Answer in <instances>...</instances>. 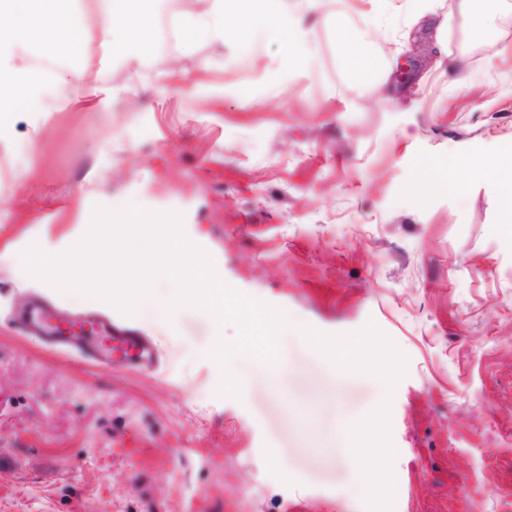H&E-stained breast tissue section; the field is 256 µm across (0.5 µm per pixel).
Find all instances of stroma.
I'll return each instance as SVG.
<instances>
[{"label": "stroma", "instance_id": "stroma-1", "mask_svg": "<svg viewBox=\"0 0 512 512\" xmlns=\"http://www.w3.org/2000/svg\"><path fill=\"white\" fill-rule=\"evenodd\" d=\"M144 7L166 25L152 57L102 65L94 47L87 82L0 120V512H512V234L498 177L459 189L451 167L512 154V0H467L459 40L436 33L441 0H409L423 20L370 44L399 65L367 90L340 34L379 0L310 12L292 76L263 34L176 35L197 0ZM91 82L123 87L111 111ZM98 205L181 213L226 284L284 312L278 389L237 356L240 395L218 397L203 310L167 324L25 272L24 250L65 249ZM31 299L138 329L158 369L21 334L10 319ZM369 330L399 364L390 386L305 340ZM379 412L389 480L367 489L345 428Z\"/></svg>", "mask_w": 512, "mask_h": 512}]
</instances>
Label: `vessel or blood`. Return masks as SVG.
<instances>
[{
  "instance_id": "vessel-or-blood-1",
  "label": "vessel or blood",
  "mask_w": 512,
  "mask_h": 512,
  "mask_svg": "<svg viewBox=\"0 0 512 512\" xmlns=\"http://www.w3.org/2000/svg\"><path fill=\"white\" fill-rule=\"evenodd\" d=\"M16 328L24 334L42 333L51 343L72 348L82 357L98 363L122 362L145 369L156 365V353L147 336L98 318L62 321L51 310L32 304Z\"/></svg>"
}]
</instances>
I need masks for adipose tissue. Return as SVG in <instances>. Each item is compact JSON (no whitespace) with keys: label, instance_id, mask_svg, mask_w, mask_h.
Wrapping results in <instances>:
<instances>
[{"label":"adipose tissue","instance_id":"1","mask_svg":"<svg viewBox=\"0 0 512 512\" xmlns=\"http://www.w3.org/2000/svg\"><path fill=\"white\" fill-rule=\"evenodd\" d=\"M153 25L142 0H0V116L39 111L46 84L63 87L84 80L87 71L81 63L88 60L94 43L109 45L127 62L140 61L150 52L147 34ZM258 28L267 29L291 59H303L306 16L293 0H206L202 9L180 23L178 31L220 43L227 34L244 39ZM45 44L61 62L48 73L31 58ZM376 341L371 331L355 349L329 337L312 339L334 366L359 369L387 386L396 376L397 364ZM379 427L375 421L354 433L353 469L364 486L387 477L384 464L374 460L377 448L368 444Z\"/></svg>","mask_w":512,"mask_h":512}]
</instances>
